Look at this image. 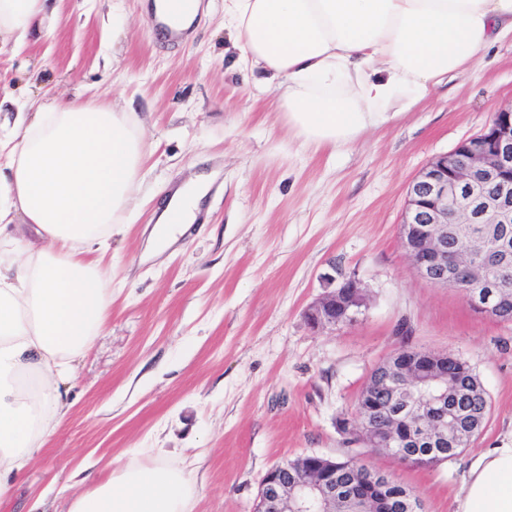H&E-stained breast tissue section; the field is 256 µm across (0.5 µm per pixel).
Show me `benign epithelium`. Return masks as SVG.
Listing matches in <instances>:
<instances>
[{
    "label": "benign epithelium",
    "mask_w": 512,
    "mask_h": 512,
    "mask_svg": "<svg viewBox=\"0 0 512 512\" xmlns=\"http://www.w3.org/2000/svg\"><path fill=\"white\" fill-rule=\"evenodd\" d=\"M401 223V243L418 276L437 288L461 294L478 312L502 318L512 300L507 297L506 264L493 267L460 248L448 249V236H472L473 224H512V105L494 114L482 133L461 142L453 151L432 159L409 184ZM362 291L357 281L345 279L311 306L307 313L316 328H335L360 313ZM457 361L449 353L422 350L409 355L396 349L371 372L366 387L375 390L390 374L415 385L438 384L433 393L401 396L390 412L394 429L377 419L356 413L340 421L342 433L367 448H394L404 461L434 463L430 451L412 453L410 444L433 445L448 441L469 447L470 432L456 422L452 400L464 397L469 385L448 387V366ZM336 461L307 455L297 463H283L264 477L254 512H331L336 494ZM420 512L413 496L394 491L385 512Z\"/></svg>",
    "instance_id": "benign-epithelium-1"
}]
</instances>
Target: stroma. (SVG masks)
<instances>
[{"label":"stroma","instance_id":"35a3bbf8","mask_svg":"<svg viewBox=\"0 0 512 512\" xmlns=\"http://www.w3.org/2000/svg\"><path fill=\"white\" fill-rule=\"evenodd\" d=\"M153 0H60L53 32L0 37V118L43 96L97 95L136 113L147 150L126 235L112 240V314L76 362L65 414L0 512H66L77 481L164 448L196 474L195 512H252L267 472L310 454L343 458L338 429L372 368L401 346L466 360L491 401L456 458L364 463L424 512H454L474 458L512 446V323L421 280L400 242L411 181L512 105V40L475 71L338 149L303 148L272 91L236 67L224 0H200L184 42L149 21ZM123 17L112 28L113 13ZM215 173L204 215L166 247L152 231L171 185ZM354 322L317 331L306 312L343 279Z\"/></svg>","mask_w":512,"mask_h":512}]
</instances>
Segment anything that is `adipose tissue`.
Wrapping results in <instances>:
<instances>
[{
	"mask_svg": "<svg viewBox=\"0 0 512 512\" xmlns=\"http://www.w3.org/2000/svg\"><path fill=\"white\" fill-rule=\"evenodd\" d=\"M55 0H0V36H48ZM239 63L277 82L301 146L336 149L474 69L512 36V0H224ZM145 158L133 113L47 97L0 131V503L63 413L74 362L103 332L112 284L101 257L133 207ZM209 177L167 201L158 244L192 223ZM21 223H14V216ZM195 480L159 450L114 464L68 512H193ZM455 512H512V447L470 465Z\"/></svg>",
	"mask_w": 512,
	"mask_h": 512,
	"instance_id": "1",
	"label": "adipose tissue"
}]
</instances>
